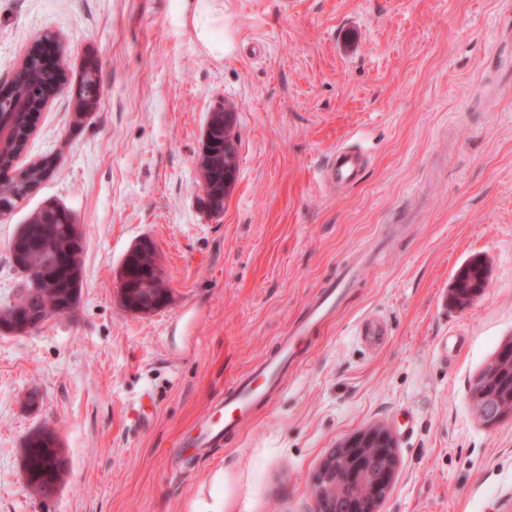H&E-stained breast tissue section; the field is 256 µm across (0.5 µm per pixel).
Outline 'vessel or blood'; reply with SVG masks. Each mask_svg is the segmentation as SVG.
<instances>
[{"mask_svg": "<svg viewBox=\"0 0 512 512\" xmlns=\"http://www.w3.org/2000/svg\"><path fill=\"white\" fill-rule=\"evenodd\" d=\"M361 170V154L351 147L337 148L329 158L326 177L331 184H354ZM356 269H347L342 278L326 288L307 310V317L295 330L303 335L309 326L329 321L342 305L351 283L356 280ZM293 338H285L275 357L266 359L243 374L224 398L212 404L208 415L199 420L192 444L205 448L224 434L237 431L247 420L254 405L269 398L287 376L293 364Z\"/></svg>", "mask_w": 512, "mask_h": 512, "instance_id": "b4317fda", "label": "vessel or blood"}]
</instances>
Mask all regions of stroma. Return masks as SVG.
Returning <instances> with one entry per match:
<instances>
[{
	"instance_id": "35a3bbf8",
	"label": "stroma",
	"mask_w": 512,
	"mask_h": 512,
	"mask_svg": "<svg viewBox=\"0 0 512 512\" xmlns=\"http://www.w3.org/2000/svg\"><path fill=\"white\" fill-rule=\"evenodd\" d=\"M190 0H0V84L44 33L67 81L15 162L51 175L0 218V304L22 277L9 246L53 200L80 225L73 315L0 331V512H316L310 478L345 438L389 427L398 468L381 512H512V418L485 426L469 387L512 338V0H224L235 49L209 56ZM99 107L73 126L80 73ZM234 109L237 179L213 214L198 169L217 104ZM359 181L325 188L340 145ZM151 238L169 303H119L115 272ZM482 258L488 285L451 302ZM362 264L331 321L238 436L183 447L235 379L270 356L308 303ZM385 326L376 349L365 318ZM466 342L446 354L449 337ZM154 395L153 417L131 406ZM52 428L54 496L22 473ZM486 270L475 261L467 263L461 268L454 279L451 301L458 307L469 304L474 297H478L484 290L486 283ZM55 432L47 427L31 433L25 443L23 475L26 485L41 497L52 496L66 471Z\"/></svg>"
}]
</instances>
